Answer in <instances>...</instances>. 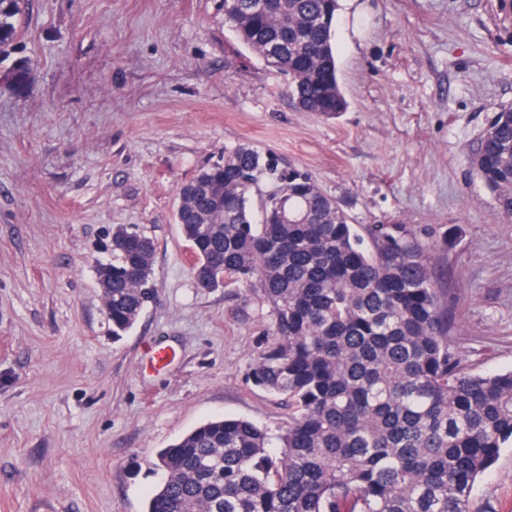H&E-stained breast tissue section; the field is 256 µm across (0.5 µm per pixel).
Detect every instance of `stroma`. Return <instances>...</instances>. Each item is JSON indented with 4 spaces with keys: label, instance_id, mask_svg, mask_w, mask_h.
<instances>
[{
    "label": "stroma",
    "instance_id": "stroma-1",
    "mask_svg": "<svg viewBox=\"0 0 512 512\" xmlns=\"http://www.w3.org/2000/svg\"><path fill=\"white\" fill-rule=\"evenodd\" d=\"M500 2L340 0L330 117L283 94L224 0H30L0 34V512H144L158 449L217 416L286 424L247 380L267 306L196 288L174 219L180 184L231 144L307 172L351 223L428 234L452 350L512 369V223L469 167L512 103ZM121 225L153 241L157 293L116 337L98 264ZM469 510L512 512V448Z\"/></svg>",
    "mask_w": 512,
    "mask_h": 512
}]
</instances>
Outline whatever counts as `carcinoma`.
<instances>
[{
  "mask_svg": "<svg viewBox=\"0 0 512 512\" xmlns=\"http://www.w3.org/2000/svg\"><path fill=\"white\" fill-rule=\"evenodd\" d=\"M25 0H0V33ZM224 0V23L288 75L302 110L343 112L338 0ZM472 168L512 221V104ZM196 287L243 284L271 327L249 382L288 406L272 433L217 417L157 453L146 512H469L477 479L512 447V370L471 374L450 349L434 245L404 224L357 227L311 176L238 143L179 189ZM154 244L112 230V335L154 298Z\"/></svg>",
  "mask_w": 512,
  "mask_h": 512,
  "instance_id": "obj_1",
  "label": "carcinoma"
}]
</instances>
